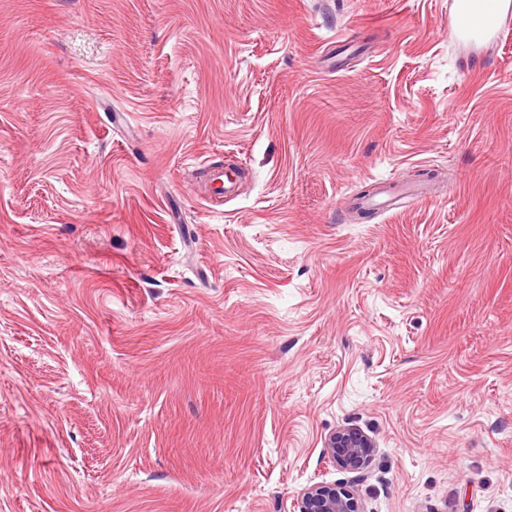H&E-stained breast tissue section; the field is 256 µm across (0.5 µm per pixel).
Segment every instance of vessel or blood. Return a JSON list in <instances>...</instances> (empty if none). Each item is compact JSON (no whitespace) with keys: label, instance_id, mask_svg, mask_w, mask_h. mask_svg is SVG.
Instances as JSON below:
<instances>
[{"label":"vessel or blood","instance_id":"1","mask_svg":"<svg viewBox=\"0 0 512 512\" xmlns=\"http://www.w3.org/2000/svg\"><path fill=\"white\" fill-rule=\"evenodd\" d=\"M512 28V0H452L448 35L459 46L480 51Z\"/></svg>","mask_w":512,"mask_h":512}]
</instances>
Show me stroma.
<instances>
[{
    "instance_id": "stroma-1",
    "label": "stroma",
    "mask_w": 512,
    "mask_h": 512,
    "mask_svg": "<svg viewBox=\"0 0 512 512\" xmlns=\"http://www.w3.org/2000/svg\"><path fill=\"white\" fill-rule=\"evenodd\" d=\"M449 4L0 0V512H293L346 425L363 512H512V32ZM512 25L511 0H452L448 36L459 46L479 52ZM374 440L356 426H343L332 432L325 442L328 461L348 473L364 476L375 450Z\"/></svg>"
}]
</instances>
